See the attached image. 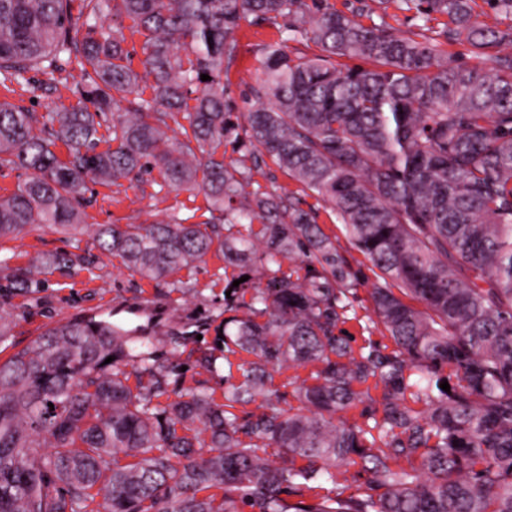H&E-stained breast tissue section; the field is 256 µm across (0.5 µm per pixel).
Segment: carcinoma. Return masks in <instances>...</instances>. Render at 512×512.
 Listing matches in <instances>:
<instances>
[{
    "mask_svg": "<svg viewBox=\"0 0 512 512\" xmlns=\"http://www.w3.org/2000/svg\"><path fill=\"white\" fill-rule=\"evenodd\" d=\"M480 1L510 24L482 23ZM70 2L0 0L1 87L85 77L70 112L0 101V166L26 175L0 196V239L77 230L89 179L156 170L203 193L201 224H102L93 240L156 282L224 257V376L214 351L195 360L224 390L170 388L121 320L55 322L0 359V512H512V0H359L349 15L327 0H83L82 35ZM391 7L417 31L394 35ZM111 17L144 37L143 72ZM249 17L279 39L242 113L224 77ZM454 44L480 62L449 63ZM126 100L98 150L100 119ZM269 160L301 191L254 180ZM308 190L371 263L367 298ZM85 261L47 254L0 293ZM11 329L1 313L0 354ZM351 468L368 479L347 496Z\"/></svg>",
    "mask_w": 512,
    "mask_h": 512,
    "instance_id": "carcinoma-1",
    "label": "carcinoma"
}]
</instances>
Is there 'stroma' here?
I'll return each mask as SVG.
<instances>
[{
    "label": "stroma",
    "mask_w": 512,
    "mask_h": 512,
    "mask_svg": "<svg viewBox=\"0 0 512 512\" xmlns=\"http://www.w3.org/2000/svg\"><path fill=\"white\" fill-rule=\"evenodd\" d=\"M277 29L267 23L256 25L242 21L238 32L239 58L229 76L228 93L238 111H246L242 95L255 84L259 75V49L278 40ZM75 78L61 75L51 89L17 88L6 93L0 88V100H8L36 115L67 112L76 107ZM90 203L85 208L82 230L64 235L54 230L23 229L15 237L0 241V266H23L45 253L64 250L77 255L93 253L89 266H74L46 274L39 292L14 295L7 308L16 318L13 329L17 346H25L45 327L76 314L119 312L129 326L144 325L159 350L160 359H168L167 333L176 328L196 329L197 320L215 322L224 317V260L211 254L204 261L175 273L181 289L169 291L166 284L142 280L127 269L120 259L93 251V232L101 224L151 223L174 219L186 224L206 221L210 213L203 194L176 191L168 187L158 173L142 181H122L118 186L90 183Z\"/></svg>",
    "instance_id": "1"
}]
</instances>
